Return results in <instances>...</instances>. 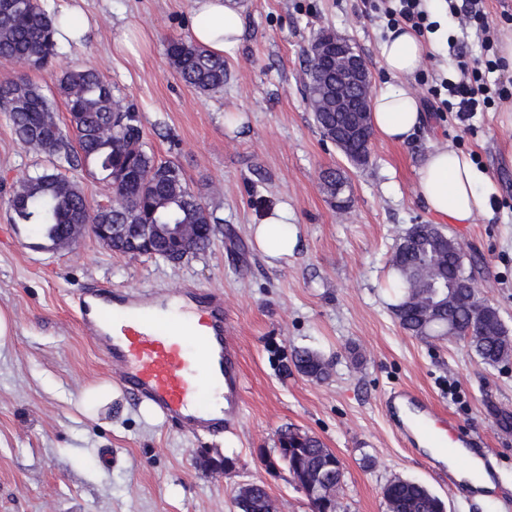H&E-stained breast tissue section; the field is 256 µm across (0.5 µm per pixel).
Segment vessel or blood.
Here are the masks:
<instances>
[{
  "label": "vessel or blood",
  "mask_w": 512,
  "mask_h": 512,
  "mask_svg": "<svg viewBox=\"0 0 512 512\" xmlns=\"http://www.w3.org/2000/svg\"><path fill=\"white\" fill-rule=\"evenodd\" d=\"M78 302L81 329L123 388L165 423L201 434L224 431L236 419L243 378L222 295L189 288L163 299L90 288ZM386 410L404 437L436 412L404 387L389 396Z\"/></svg>",
  "instance_id": "obj_1"
}]
</instances>
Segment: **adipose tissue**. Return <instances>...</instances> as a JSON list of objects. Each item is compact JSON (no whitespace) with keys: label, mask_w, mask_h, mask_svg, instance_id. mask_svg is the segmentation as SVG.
Segmentation results:
<instances>
[{"label":"adipose tissue","mask_w":512,"mask_h":512,"mask_svg":"<svg viewBox=\"0 0 512 512\" xmlns=\"http://www.w3.org/2000/svg\"><path fill=\"white\" fill-rule=\"evenodd\" d=\"M194 5V42L218 55L237 44L242 20L232 0H194ZM379 55L393 82L374 96L372 123L384 139L402 144L425 119L418 98L405 84L421 66L423 46L417 33L399 25L388 31ZM486 181L470 155L448 143L429 150L417 170L419 196L434 216L449 224L471 223L484 210ZM249 234L256 248L273 259L293 255L298 246L297 229L283 207L273 208L260 223L250 225Z\"/></svg>","instance_id":"ef3b65f1"}]
</instances>
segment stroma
Here are the masks:
<instances>
[{
    "label": "stroma",
    "mask_w": 512,
    "mask_h": 512,
    "mask_svg": "<svg viewBox=\"0 0 512 512\" xmlns=\"http://www.w3.org/2000/svg\"><path fill=\"white\" fill-rule=\"evenodd\" d=\"M41 4L53 16L73 14L84 36L59 42L44 71L0 61V81L28 76L64 123L56 77L70 67L97 69L134 106L148 148L178 163L224 224L209 250L179 263L112 253L88 232L67 248L38 247L12 223L7 200L46 159L16 140L0 111V310L15 323L0 348V512H237V487L259 480L278 512H309L288 471L272 474L261 462L288 427L318 436L342 460L337 512H387L383 488L397 477L427 486L446 512H512V364L490 368L464 343L410 336L383 286L397 236L435 221L416 192L417 169L428 150L449 142L486 172L492 204L466 231L446 230L482 255L481 295L512 328V159L503 150L512 115L502 101L442 112L429 92L437 78L457 77L460 58L483 54L476 30L450 15L446 0H426L437 26L422 38L423 64L409 87L430 120L404 144L372 137L369 163L354 167L313 120L308 49L319 30L346 36L382 88L389 77L379 44L392 0H236L242 36L224 52L223 88L208 93L182 83L166 53L170 39L190 38L194 0ZM125 38L130 48H119ZM336 167L351 182L342 210L320 183ZM281 204L300 247L272 264L248 227ZM92 283L163 297L186 288L223 294L243 371L242 409L230 429L202 437L177 430L121 390L98 420L77 412L84 389L114 380L73 306ZM302 346L332 363L328 380L282 371ZM399 387L416 389L486 448L499 492L477 496L468 484H449L425 449L403 443L385 415V399ZM227 456L236 468L226 474L201 464Z\"/></svg>",
    "instance_id": "1"
}]
</instances>
